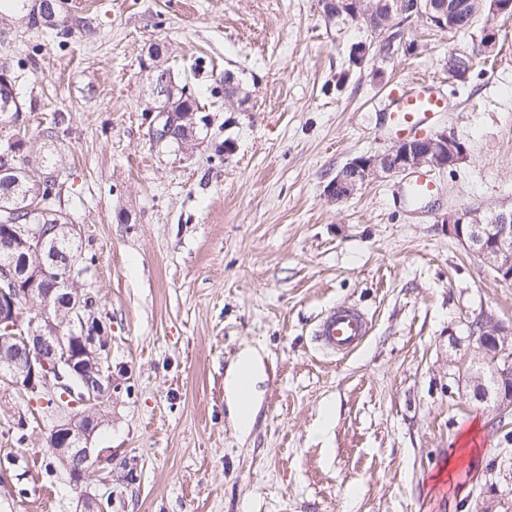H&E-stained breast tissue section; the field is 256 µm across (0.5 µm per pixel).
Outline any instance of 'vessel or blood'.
Segmentation results:
<instances>
[{
    "label": "vessel or blood",
    "mask_w": 512,
    "mask_h": 512,
    "mask_svg": "<svg viewBox=\"0 0 512 512\" xmlns=\"http://www.w3.org/2000/svg\"><path fill=\"white\" fill-rule=\"evenodd\" d=\"M449 105L448 96L434 83L410 88L396 95L388 114L389 127L400 136L418 134ZM370 332L371 321L364 311L354 306H336L321 317L316 337L327 354L346 357L359 350Z\"/></svg>",
    "instance_id": "b4317fda"
}]
</instances>
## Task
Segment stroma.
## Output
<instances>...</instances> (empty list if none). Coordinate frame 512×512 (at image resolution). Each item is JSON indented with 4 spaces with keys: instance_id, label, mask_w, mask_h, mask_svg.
Here are the masks:
<instances>
[{
    "instance_id": "stroma-1",
    "label": "stroma",
    "mask_w": 512,
    "mask_h": 512,
    "mask_svg": "<svg viewBox=\"0 0 512 512\" xmlns=\"http://www.w3.org/2000/svg\"><path fill=\"white\" fill-rule=\"evenodd\" d=\"M60 21L64 39L0 0V68L32 149L64 157L59 207L96 256L82 284L110 338L112 399L91 442L102 461L78 484L39 404L0 387V512H81L87 496L110 512H468L487 490L512 512L497 476L512 436L452 364L478 315L512 323V285L441 222L512 210V18L463 80L448 57L478 48L480 18L457 34L408 24L415 55L356 69L367 31L326 26L317 0H68ZM154 43L211 118L196 148L152 140ZM228 70L247 96L235 112ZM421 78L451 99L434 131L466 148L435 172L440 193L410 205L399 174L328 200L347 162L393 145L391 94ZM341 304L372 320L346 358L314 338ZM247 349L261 379L244 430L227 378ZM473 427L476 461L435 487Z\"/></svg>"
}]
</instances>
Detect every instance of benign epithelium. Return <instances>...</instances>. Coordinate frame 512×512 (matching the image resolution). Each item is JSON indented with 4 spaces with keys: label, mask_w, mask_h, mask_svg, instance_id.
I'll return each instance as SVG.
<instances>
[{
    "label": "benign epithelium",
    "mask_w": 512,
    "mask_h": 512,
    "mask_svg": "<svg viewBox=\"0 0 512 512\" xmlns=\"http://www.w3.org/2000/svg\"><path fill=\"white\" fill-rule=\"evenodd\" d=\"M412 18L436 24L446 16L445 6L436 0H416ZM32 17L37 25L56 23L52 0H35ZM370 38L352 46L357 65L364 64L372 49L384 38L385 30L369 27ZM156 114L152 139L169 140V130L180 127L184 141L199 140L201 124L195 113L183 105L195 100L186 86L151 79ZM466 149L444 132L416 138H402L386 151L359 156L348 162L325 188V196L342 201L354 195L371 177L397 175L429 168L446 170L460 164ZM17 174L14 152L5 140L0 142V181L14 182ZM448 231L475 254L506 284L512 283V212L495 213V223L487 224L471 211L451 212L442 217ZM58 239L44 234L41 224L0 226V272L8 276L10 290H0V383L33 396L60 394L48 412L53 425L48 436L50 450L63 465L85 481L84 465L100 462L91 448L98 430L99 415L112 399L110 341L104 331L87 333L95 321L94 305L74 287L76 269L70 256L57 251ZM39 262L32 265L29 258ZM66 268L64 282L55 288H36L38 278L50 275L49 268ZM26 289L29 308L18 302L19 289ZM477 347L473 356L453 361L458 379L469 396L482 400L479 387L484 375L494 381H512V327L490 313H483L470 324Z\"/></svg>",
    "instance_id": "obj_1"
}]
</instances>
